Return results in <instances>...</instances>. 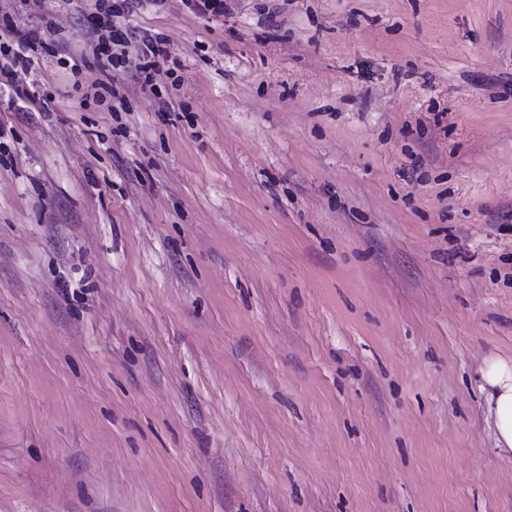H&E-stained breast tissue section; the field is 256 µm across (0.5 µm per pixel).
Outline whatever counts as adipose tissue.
<instances>
[{"mask_svg":"<svg viewBox=\"0 0 512 512\" xmlns=\"http://www.w3.org/2000/svg\"><path fill=\"white\" fill-rule=\"evenodd\" d=\"M481 377L496 446L512 452V358L487 357Z\"/></svg>","mask_w":512,"mask_h":512,"instance_id":"obj_1","label":"adipose tissue"}]
</instances>
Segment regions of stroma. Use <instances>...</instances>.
<instances>
[{"instance_id": "stroma-1", "label": "stroma", "mask_w": 512, "mask_h": 512, "mask_svg": "<svg viewBox=\"0 0 512 512\" xmlns=\"http://www.w3.org/2000/svg\"><path fill=\"white\" fill-rule=\"evenodd\" d=\"M0 0V512H512V0ZM131 0L117 1L112 5H106L104 1H96V13H92L88 19L97 30L107 32L98 38L97 45L92 50L93 59L97 65L110 70L117 67L127 68L130 64L126 57L124 47L130 41L128 27L116 28L112 26V14L124 13V2ZM44 42L34 32H15L10 44L0 42V57H7L8 64L0 67V84L12 83L16 67L26 69L31 62V56L36 54L39 48H43ZM169 55L167 40L163 37L144 36L141 43V52L137 57L135 67L144 75L143 84L148 85L153 79V73L160 60ZM481 377L496 446L503 452H512V358L487 357Z\"/></svg>"}]
</instances>
